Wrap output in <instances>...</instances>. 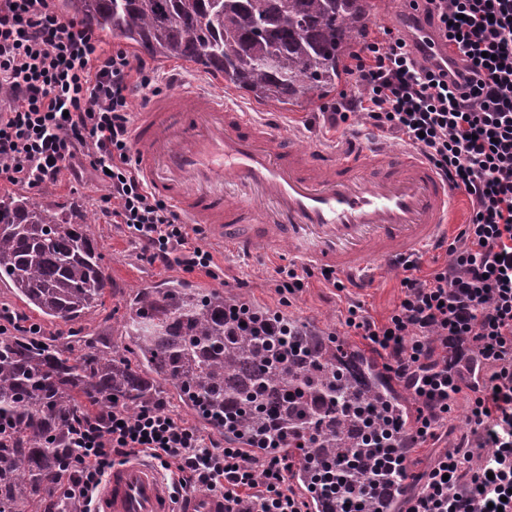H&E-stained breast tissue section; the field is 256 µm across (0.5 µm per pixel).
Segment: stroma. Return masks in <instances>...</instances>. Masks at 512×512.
<instances>
[{"label": "stroma", "instance_id": "obj_1", "mask_svg": "<svg viewBox=\"0 0 512 512\" xmlns=\"http://www.w3.org/2000/svg\"><path fill=\"white\" fill-rule=\"evenodd\" d=\"M150 66L159 73L163 90L205 88L238 101L245 111L259 109L264 118L280 123L283 133L297 143L311 147L336 143V131L324 126L320 114L322 101L285 109L274 104L257 106L245 92L189 64L175 60H154ZM106 192V187L99 183L65 180L44 188L38 193L37 199L77 216L93 218L99 249L112 286L106 293L104 306L89 316L84 330L89 335L105 337L112 346L121 348L127 345L125 319L129 305L135 290L144 287L178 284L187 288L228 291L237 299L282 312L291 321L321 327L324 334L334 335L337 345L349 350L354 349L359 339L346 335L341 322L340 313L348 301L362 302L368 315L380 322L391 314L400 300L402 268H389L377 263L370 266L362 287L350 286L339 293L326 287L322 277L316 276L310 279L307 288L299 293L292 305H281L271 281L276 276L277 268L296 266V258L282 246L242 256L225 250L223 241L210 234L205 235L203 242L211 247L216 261L223 266V280L212 279L201 272L164 271L149 266L140 260L134 244L117 225L104 223L102 217L98 216L96 200ZM468 408L466 396H459L448 416L447 435L424 447L408 450L407 464L411 471L418 473L426 470L437 454L453 447L460 434L469 432Z\"/></svg>", "mask_w": 512, "mask_h": 512}]
</instances>
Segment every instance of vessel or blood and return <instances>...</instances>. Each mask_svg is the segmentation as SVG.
<instances>
[{"label":"vessel or blood","mask_w":512,"mask_h":512,"mask_svg":"<svg viewBox=\"0 0 512 512\" xmlns=\"http://www.w3.org/2000/svg\"><path fill=\"white\" fill-rule=\"evenodd\" d=\"M403 20L414 49L447 62L446 42L414 11ZM131 141L142 180L186 223L210 225L241 254L284 241L306 266L338 274H357L373 254L393 262L434 244L457 194L416 151L391 155L357 135L335 150L285 146L272 123L205 92L150 100ZM363 359L360 381L404 401L379 359ZM94 512H224V501L204 492L174 498L156 465L134 458L113 467Z\"/></svg>","instance_id":"1"}]
</instances>
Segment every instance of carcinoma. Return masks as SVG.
Returning <instances> with one entry per match:
<instances>
[{"label":"carcinoma","mask_w":512,"mask_h":512,"mask_svg":"<svg viewBox=\"0 0 512 512\" xmlns=\"http://www.w3.org/2000/svg\"><path fill=\"white\" fill-rule=\"evenodd\" d=\"M370 0H64L90 29L115 35L156 60L191 62L262 103L320 100L336 90L342 57L360 33ZM109 275L92 224H75L22 193L0 197V285L48 320L77 322L104 302ZM224 294L170 285L139 289L126 321L129 345L90 336L55 344L0 335V512H26L73 458L67 434L86 410L118 404L135 414L164 385L211 430L224 411L244 441L305 423L306 452L323 459L358 449L353 423L329 403L378 409L388 396L345 376L348 352L311 345L299 326L288 340L308 351L278 360L282 340L262 343L224 325Z\"/></svg>","instance_id":"carcinoma-1"}]
</instances>
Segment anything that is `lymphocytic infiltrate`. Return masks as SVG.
<instances>
[{"instance_id":"lymphocytic-infiltrate-1","label":"lymphocytic infiltrate","mask_w":512,"mask_h":512,"mask_svg":"<svg viewBox=\"0 0 512 512\" xmlns=\"http://www.w3.org/2000/svg\"><path fill=\"white\" fill-rule=\"evenodd\" d=\"M448 44V67L415 52L395 29L364 41L348 74L356 94L326 108L330 127L355 122L420 151L472 205L447 258L428 274L405 261L401 298L385 322L348 305L347 327L376 353L417 404L413 426L396 412L351 408L378 476L359 484L361 454L328 461L295 456L306 434L276 440L253 457L218 442L169 410L164 400L129 414L81 413L68 431L77 453L63 480L43 489L92 512L115 461L147 454L172 471L175 490L202 487L226 512H309L288 482L305 472L309 493L341 512H384L389 489L407 490L399 512H512V0H411ZM159 76L123 50L102 48L54 0H0V178L31 192L64 176L107 187L103 218L120 225L149 265L205 271L219 265L168 202L156 198L131 161L134 96L159 90ZM280 314L225 305V323L289 335ZM471 430L410 479L405 451L436 438L463 391Z\"/></svg>"}]
</instances>
